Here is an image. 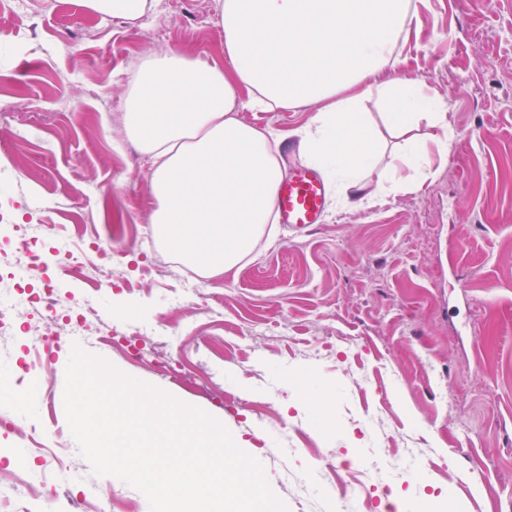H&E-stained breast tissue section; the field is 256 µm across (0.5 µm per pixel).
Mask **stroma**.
I'll list each match as a JSON object with an SVG mask.
<instances>
[{
    "mask_svg": "<svg viewBox=\"0 0 512 512\" xmlns=\"http://www.w3.org/2000/svg\"><path fill=\"white\" fill-rule=\"evenodd\" d=\"M402 75L448 105L456 138L416 193L364 209L329 208L324 224H273L252 260L201 278L203 297L178 306V277H158L141 242L155 201L150 165L121 133L132 76L149 54L224 63L221 0H158L129 23L83 0H28L0 24V182L16 220L31 223L55 266V236L92 221L119 239L113 285L80 333L87 352L218 419L260 460L288 512H342L325 462L351 464L369 512L404 499L423 512H512V0H412ZM218 314H210L209 306ZM142 324V343L175 323L167 350L198 379L219 374L241 399L227 410L195 387L99 343L100 325ZM72 345L48 352L51 397L29 398L24 332L0 338V409L16 411L38 449L0 461L41 490L9 512H149L142 492L94 475L66 418ZM107 500H99L98 491Z\"/></svg>",
    "mask_w": 512,
    "mask_h": 512,
    "instance_id": "1",
    "label": "stroma"
}]
</instances>
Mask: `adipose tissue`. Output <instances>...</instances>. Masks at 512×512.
I'll list each match as a JSON object with an SVG mask.
<instances>
[{
    "mask_svg": "<svg viewBox=\"0 0 512 512\" xmlns=\"http://www.w3.org/2000/svg\"><path fill=\"white\" fill-rule=\"evenodd\" d=\"M409 0H223L227 66L162 53L141 63L122 133L150 162L155 233L199 274L240 265L273 222L281 133L242 111L304 109L299 154L336 183V206L420 191L454 138L427 82L398 76ZM380 109L393 134L374 130ZM435 128L420 134L421 125ZM384 164L385 180L370 170Z\"/></svg>",
    "mask_w": 512,
    "mask_h": 512,
    "instance_id": "1",
    "label": "adipose tissue"
}]
</instances>
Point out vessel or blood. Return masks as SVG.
Instances as JSON below:
<instances>
[{"mask_svg": "<svg viewBox=\"0 0 512 512\" xmlns=\"http://www.w3.org/2000/svg\"><path fill=\"white\" fill-rule=\"evenodd\" d=\"M328 185L316 169L298 164L277 189L274 212L278 223L302 230L322 223Z\"/></svg>", "mask_w": 512, "mask_h": 512, "instance_id": "obj_1", "label": "vessel or blood"}]
</instances>
